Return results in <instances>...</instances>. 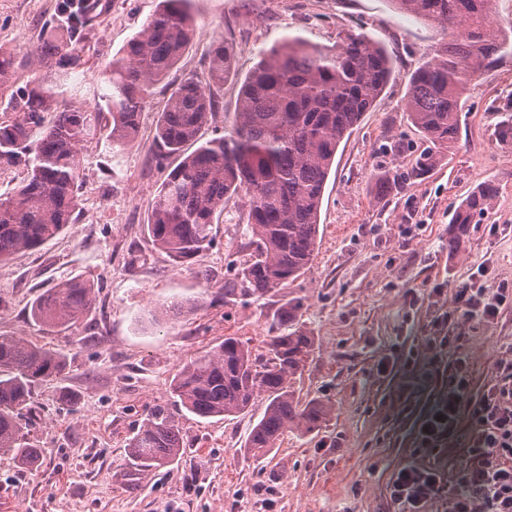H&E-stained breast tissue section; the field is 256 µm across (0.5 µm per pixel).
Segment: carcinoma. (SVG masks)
<instances>
[{"instance_id":"obj_1","label":"carcinoma","mask_w":512,"mask_h":512,"mask_svg":"<svg viewBox=\"0 0 512 512\" xmlns=\"http://www.w3.org/2000/svg\"><path fill=\"white\" fill-rule=\"evenodd\" d=\"M99 0H59L46 24L39 67L55 76L50 84L31 82L12 89L22 68L0 54V110L13 113L0 123V164L27 168L23 183L0 196V262L35 250L73 223L78 206L82 149L96 135L114 146L133 141L141 112L195 40L192 0H161L159 8L101 69L107 92L88 112L69 105L66 82L80 69L82 42L95 25ZM396 7L448 30L435 60L411 76L407 117L429 143L410 176L429 173L442 150L459 133L461 100L483 70L512 51V39L492 24L494 0H392ZM233 45L214 43L208 55L209 88L185 81L172 90L159 113L154 139L157 165L199 143V132L215 106L213 88L233 75ZM393 57L378 41L348 34L334 48L288 37L261 51L243 80L238 111L224 135L199 143L168 171L151 199L146 224L151 244L177 265H195L215 242L216 215L233 195L246 198V224L254 252L235 268L236 280L262 296L296 281L311 265L319 234L324 188L342 140L370 110L387 86ZM53 119H46L47 113ZM498 187L488 182L472 192L449 223L448 252L460 251L469 224L490 207ZM93 287L67 281L37 298L30 316L36 325L57 328L77 323L89 311ZM300 304L288 303L273 319V336L263 363L236 337L184 365L171 382L173 394L200 417H229L247 410L256 394L268 404L247 448L266 454L288 432L310 434L326 422L330 407L295 397L292 379L315 349V338L300 322ZM65 354L18 336L0 335V451L24 466L41 449L22 432L32 387L56 377ZM183 451L180 432L165 408L151 410L128 439L130 476L174 461Z\"/></svg>"}]
</instances>
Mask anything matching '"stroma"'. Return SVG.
Here are the masks:
<instances>
[{"label": "stroma", "instance_id": "1", "mask_svg": "<svg viewBox=\"0 0 512 512\" xmlns=\"http://www.w3.org/2000/svg\"><path fill=\"white\" fill-rule=\"evenodd\" d=\"M57 0H0V52L32 56ZM103 13L83 42L84 67L71 78L72 103L93 106L101 65L110 61L160 6V0H101ZM198 36L143 110L138 133L118 147L103 139L83 149L76 220L38 249L0 263V334L26 337L68 359L57 379L36 383L22 421L43 450L35 467L0 456V512H403L390 498L398 469L411 459L434 470L443 486L423 512H448L450 478L467 461L466 400L430 452L419 432L448 398L447 383L410 386L398 353L423 348L437 318L453 309L468 281L512 280V142L496 135L512 117V53L471 83L463 96L457 141L433 171L407 178L425 148L407 119L412 73L447 41L439 25L396 10L391 0H193ZM383 43L395 58L392 77L341 142L320 210L316 256L290 286L256 297L220 295L232 262L249 253L245 199H230L214 224L215 244L199 270L173 264L148 241V203L163 171L153 159L156 123L171 89L207 84L214 36L234 47L235 74L201 129L208 140L229 129L240 82L260 52L287 36L331 47L348 33ZM399 180L379 191L381 177ZM499 193L470 226L465 246L449 253L452 213L485 182ZM93 284V304L66 329H42L32 302L64 281ZM441 287V295L430 290ZM301 301L315 337L313 354L294 381L300 398L332 408L324 427L285 434L267 455L245 442L267 405L258 394L244 412L202 418L176 405L170 384L179 369L234 336L267 358L273 317ZM472 390L494 378L512 351V306L487 324L461 320ZM389 357L392 369L379 362ZM156 406L171 408L184 451L129 486L127 443Z\"/></svg>", "mask_w": 512, "mask_h": 512}]
</instances>
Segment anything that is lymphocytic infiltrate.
Segmentation results:
<instances>
[{
    "mask_svg": "<svg viewBox=\"0 0 512 512\" xmlns=\"http://www.w3.org/2000/svg\"><path fill=\"white\" fill-rule=\"evenodd\" d=\"M455 308L437 322L440 344L459 342L457 325L465 316L484 323L497 320L504 308L512 306V280L490 284H471L457 288ZM406 362L412 381L432 378L439 372L448 375V410L441 420H430L422 429V443L432 446L436 430L443 421H453L457 400L467 397L466 417L471 428L466 454L469 464L460 467L448 497V512H512V357L495 364L492 384L477 396H470L471 366L468 357L457 354L446 367L437 358L421 362L417 353H409ZM441 485L430 468L408 461L390 486L393 501L402 503L406 512H422L425 502L438 494Z\"/></svg>",
    "mask_w": 512,
    "mask_h": 512,
    "instance_id": "f902f5d3",
    "label": "lymphocytic infiltrate"
}]
</instances>
